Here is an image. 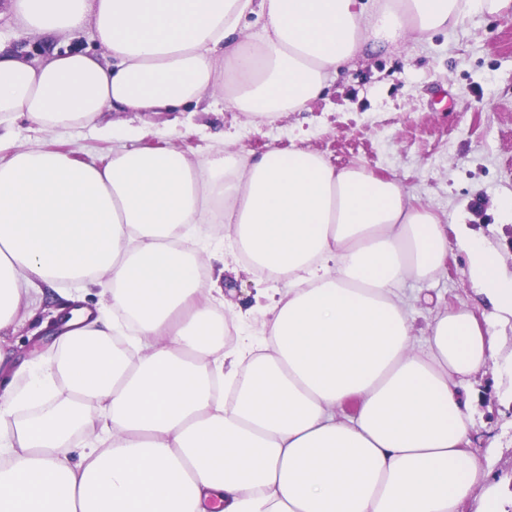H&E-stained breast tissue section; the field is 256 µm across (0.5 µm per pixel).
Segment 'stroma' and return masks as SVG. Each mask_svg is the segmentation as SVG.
Instances as JSON below:
<instances>
[{"label": "stroma", "mask_w": 512, "mask_h": 512, "mask_svg": "<svg viewBox=\"0 0 512 512\" xmlns=\"http://www.w3.org/2000/svg\"><path fill=\"white\" fill-rule=\"evenodd\" d=\"M121 130L141 129L142 146H177L194 157L223 148L228 127L236 147L260 154L272 148L306 147L343 167L359 165L397 179L414 201L430 206L448 226L468 225L500 253L512 275V218L498 208L512 194V16L470 14L456 28L404 41L389 50L356 54L325 94L306 112L287 113L270 125H252L231 109L109 113ZM20 144L43 145L79 160L119 148V140L87 129L46 132L21 123ZM224 302L271 287V280L243 265L233 246L224 248L220 280ZM441 306L487 313L475 297L463 253L449 250L432 281ZM55 327L53 309L39 322L21 320L0 338V347L39 363L45 353L35 330ZM477 395L470 451L491 471L490 484L502 512H512V376L489 362L472 381Z\"/></svg>", "instance_id": "obj_1"}]
</instances>
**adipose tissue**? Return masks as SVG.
I'll return each instance as SVG.
<instances>
[{
	"instance_id": "1",
	"label": "adipose tissue",
	"mask_w": 512,
	"mask_h": 512,
	"mask_svg": "<svg viewBox=\"0 0 512 512\" xmlns=\"http://www.w3.org/2000/svg\"><path fill=\"white\" fill-rule=\"evenodd\" d=\"M20 36L89 28L101 55L38 63L0 38V335L75 287L44 369L0 391V512H459L488 481L468 452L492 327L467 308L409 317L448 231L402 185L302 148L191 159L137 146L83 162L14 144L112 134L105 113L173 112L220 91L255 124L307 111L358 52L512 14V0H0ZM261 28L246 33L248 17ZM220 224L283 287L261 342L225 347L224 291L180 245ZM470 280L512 316V278L459 228ZM100 288L111 311L86 304Z\"/></svg>"
}]
</instances>
